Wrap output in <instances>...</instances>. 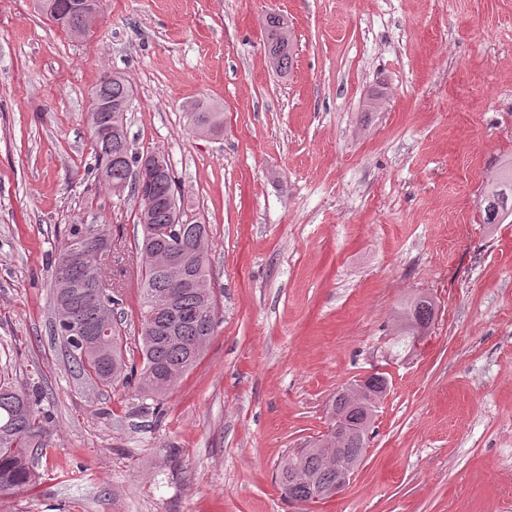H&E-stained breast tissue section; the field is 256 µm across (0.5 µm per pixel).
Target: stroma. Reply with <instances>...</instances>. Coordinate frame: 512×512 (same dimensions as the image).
<instances>
[{"label": "stroma", "mask_w": 512, "mask_h": 512, "mask_svg": "<svg viewBox=\"0 0 512 512\" xmlns=\"http://www.w3.org/2000/svg\"><path fill=\"white\" fill-rule=\"evenodd\" d=\"M76 40L0 0V375L38 386L50 447L0 512H303L278 484L342 387L388 390L350 485L314 512H512V224L479 202L512 158V0H102ZM295 47L288 75L267 15ZM134 89V151L207 224L217 325L162 407L95 387L52 331L71 224L142 238L89 168L91 92ZM379 96L377 111L366 104ZM224 111L218 137L188 111ZM428 332L394 347L408 299ZM286 23L277 14H270L265 18L264 39L268 57L276 72L287 75L294 61V48L290 39L285 40L283 30Z\"/></svg>", "instance_id": "obj_1"}]
</instances>
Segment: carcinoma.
<instances>
[{
	"instance_id": "cac0c4a2",
	"label": "carcinoma",
	"mask_w": 512,
	"mask_h": 512,
	"mask_svg": "<svg viewBox=\"0 0 512 512\" xmlns=\"http://www.w3.org/2000/svg\"><path fill=\"white\" fill-rule=\"evenodd\" d=\"M73 0H34V7L49 20L61 13L66 32L86 28L85 12L72 6ZM284 19L277 14L265 18L264 39L268 57L276 72L286 75L294 61L291 41L283 37ZM133 89L119 72L105 73L92 92L87 121L94 141L93 170L97 180L111 190L126 183L130 196L138 199V223L143 235L136 251L116 255L109 250L102 259L106 279L114 284L112 264L127 260L136 266L137 281L142 292L140 308V362L127 353L122 320L109 325L110 333L99 335L104 327L103 310L120 304L118 290L110 288L112 300L99 301L92 288L93 270L89 258L79 259L78 244L97 235L112 240L104 224H71L66 229L64 244L55 264L53 304L55 335L60 337L73 357L79 372L98 387L112 388L137 379L139 393L152 400L165 397L201 360L214 334L216 298L209 273V256L198 257L190 234L194 224L174 223L175 213L183 210L176 179L166 158L155 154L164 172L153 177L154 198L149 203L139 198L132 183L133 172L144 155L133 151L126 125V112L132 104ZM197 131L219 134L224 129V113L218 108L197 103L191 113ZM480 206L485 224H512V159L498 170L485 190ZM182 230L178 247L186 266L184 280L174 284L158 256L171 246L164 227ZM435 309L428 298L408 301L397 313L400 327L397 339L404 341L423 336L433 322ZM38 389L17 387L0 379V493L31 487L36 483L33 451L48 446L47 417L38 408ZM375 406L363 396L348 400L342 391L332 396L330 423L346 427L341 442L320 439L313 445L290 452L280 462L278 483L287 495L301 503H309L308 487L288 483V476L302 472L324 485L336 478V463L359 458L366 441Z\"/></svg>"
}]
</instances>
